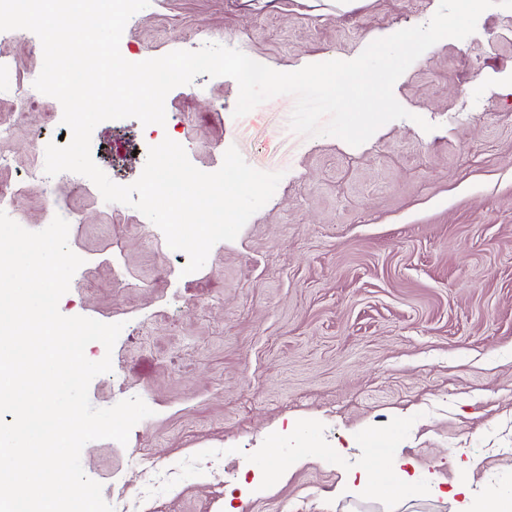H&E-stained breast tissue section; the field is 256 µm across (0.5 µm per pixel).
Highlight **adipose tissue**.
I'll list each match as a JSON object with an SVG mask.
<instances>
[{
    "label": "adipose tissue",
    "instance_id": "obj_1",
    "mask_svg": "<svg viewBox=\"0 0 512 512\" xmlns=\"http://www.w3.org/2000/svg\"><path fill=\"white\" fill-rule=\"evenodd\" d=\"M413 491L421 496H441V481L437 475L429 474L417 479L401 475L397 483L381 484L377 475L370 470L343 473L333 491L336 498L356 496L365 500L388 497L403 498L406 491ZM459 495L457 512H512V487L501 489L496 495L473 499L471 484L466 476H459L452 489Z\"/></svg>",
    "mask_w": 512,
    "mask_h": 512
}]
</instances>
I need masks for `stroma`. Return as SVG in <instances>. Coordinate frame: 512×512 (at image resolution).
I'll list each match as a JSON object with an SVG mask.
<instances>
[{"label":"stroma","mask_w":512,"mask_h":512,"mask_svg":"<svg viewBox=\"0 0 512 512\" xmlns=\"http://www.w3.org/2000/svg\"><path fill=\"white\" fill-rule=\"evenodd\" d=\"M439 0H150L121 37L138 60L204 42L291 72L356 58L388 33L426 24ZM208 39H199V30ZM0 182L20 188L27 230L52 214L27 179L61 113L43 96L18 111L3 91L36 79L39 38L0 32ZM238 85L197 76L166 97L167 128L189 160L218 170L225 151L283 178L235 240L184 274L187 254L138 210L98 189H53L79 218L68 245L84 264L59 301L66 316L123 323L113 370L89 385L94 407L140 397L153 414L129 445L86 444L81 463L106 502L134 512H224V492L254 474L249 512H456L451 499L332 498L341 474L409 460L450 490L468 469L478 496L512 486V9L484 11L474 34L446 38L397 80L396 100L432 124L401 119L353 147L294 133L295 99L234 117ZM94 162L115 183L141 175L148 146L134 118L92 134ZM385 444L392 456L371 450ZM307 451L309 460L291 468ZM288 480H281L282 470Z\"/></svg>","instance_id":"stroma-1"}]
</instances>
